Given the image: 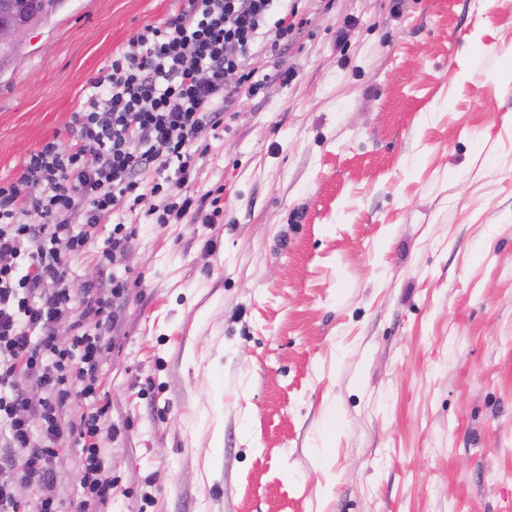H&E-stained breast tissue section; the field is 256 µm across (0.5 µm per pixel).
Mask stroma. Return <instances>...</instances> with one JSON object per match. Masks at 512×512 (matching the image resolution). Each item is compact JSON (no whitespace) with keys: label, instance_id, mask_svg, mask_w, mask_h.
Listing matches in <instances>:
<instances>
[{"label":"stroma","instance_id":"1","mask_svg":"<svg viewBox=\"0 0 512 512\" xmlns=\"http://www.w3.org/2000/svg\"><path fill=\"white\" fill-rule=\"evenodd\" d=\"M196 194L135 230L101 355L112 512H512V0H297ZM182 0H64L0 62V185ZM289 72L288 83L277 72ZM83 462L55 463L74 512Z\"/></svg>","mask_w":512,"mask_h":512}]
</instances>
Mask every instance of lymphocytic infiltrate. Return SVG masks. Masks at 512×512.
<instances>
[{
  "label": "lymphocytic infiltrate",
  "instance_id": "1",
  "mask_svg": "<svg viewBox=\"0 0 512 512\" xmlns=\"http://www.w3.org/2000/svg\"><path fill=\"white\" fill-rule=\"evenodd\" d=\"M304 24L294 2L186 0L179 14L144 27L113 58L87 109L72 116L71 144L46 142L15 182L0 186V512H23L19 483L38 489L40 512H58L52 463L71 446L84 455L76 512L111 503L102 446L109 404L80 408L65 423L58 412L73 396L95 394L98 362L111 343L113 301L125 282L115 276L106 288L91 283L74 297L65 284L68 262L140 191L158 198L157 223L215 222L219 208L205 210L186 192L198 162L235 104L265 89L264 63ZM167 170L170 187L157 179ZM77 307L94 330L59 345L54 328ZM22 376L34 380L37 393L18 389Z\"/></svg>",
  "mask_w": 512,
  "mask_h": 512
}]
</instances>
